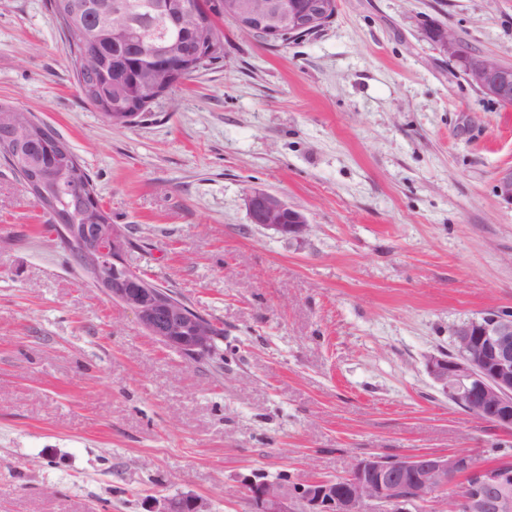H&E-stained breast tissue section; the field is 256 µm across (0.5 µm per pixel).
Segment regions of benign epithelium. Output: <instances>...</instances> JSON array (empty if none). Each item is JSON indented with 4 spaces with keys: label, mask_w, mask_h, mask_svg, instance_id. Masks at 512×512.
<instances>
[{
    "label": "benign epithelium",
    "mask_w": 512,
    "mask_h": 512,
    "mask_svg": "<svg viewBox=\"0 0 512 512\" xmlns=\"http://www.w3.org/2000/svg\"><path fill=\"white\" fill-rule=\"evenodd\" d=\"M83 9L98 11L112 30L124 26V6L118 0H89ZM334 4L308 0L301 8L283 0H224V14L248 35L264 27L272 45L284 38L299 40L322 31ZM161 15L194 40L196 52L185 54L181 66L193 70L218 54L214 39L200 37L208 27L198 0H164ZM433 43L456 59L465 79L494 99H512V65L488 55L468 56L448 28L433 27ZM182 45L165 41L144 51L149 75L141 84L140 102L161 96L174 76L167 63ZM34 120L24 112L0 115L6 142L21 146L33 137ZM496 193L512 205V168L499 173ZM251 223L288 240L302 241L310 231L306 215L279 196L255 190L246 197ZM105 208L98 198L84 208V223L58 221L54 238L79 248L82 269L106 296L131 311L146 332L185 358L213 355L214 334L209 319L196 314L177 295L152 283L143 273L131 274L125 261L129 236L102 223ZM455 352L426 358V369L449 400L466 405L496 426L512 430V312L489 310L450 330ZM454 492L448 493V485ZM252 512H434L435 498L449 501L448 512H512V457L480 465L468 452H419L401 456L368 454L357 458L344 476L296 485L254 473L242 479ZM156 512H209L202 499L182 494L165 497Z\"/></svg>",
    "instance_id": "1"
}]
</instances>
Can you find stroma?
Returning <instances> with one entry per match:
<instances>
[{"label":"stroma","mask_w":512,"mask_h":512,"mask_svg":"<svg viewBox=\"0 0 512 512\" xmlns=\"http://www.w3.org/2000/svg\"><path fill=\"white\" fill-rule=\"evenodd\" d=\"M512 64V0H338L271 48L224 56L116 127L77 90L47 0H0V104L55 130L92 175L127 263L224 328L192 362L93 287L0 163V512H153L176 494L251 512L243 476L306 482L357 456L465 450L512 431L426 371L453 325L512 310V106L427 31ZM262 189L311 225L249 221Z\"/></svg>","instance_id":"obj_1"}]
</instances>
